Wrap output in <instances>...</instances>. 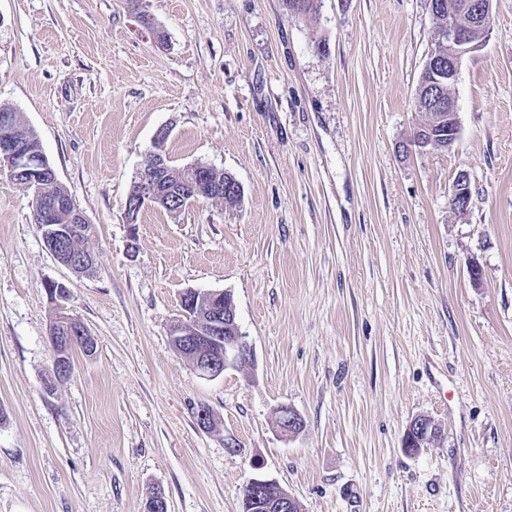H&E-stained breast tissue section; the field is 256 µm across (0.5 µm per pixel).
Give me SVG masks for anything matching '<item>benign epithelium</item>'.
Returning a JSON list of instances; mask_svg holds the SVG:
<instances>
[{
    "instance_id": "obj_1",
    "label": "benign epithelium",
    "mask_w": 512,
    "mask_h": 512,
    "mask_svg": "<svg viewBox=\"0 0 512 512\" xmlns=\"http://www.w3.org/2000/svg\"><path fill=\"white\" fill-rule=\"evenodd\" d=\"M458 7L467 17V30L448 29V65H441L434 70L433 81L424 86L426 90L445 82L454 84L462 56L480 43L490 30L492 0H459ZM437 107L448 109V145L451 146L459 132L455 103L451 99H440L437 101ZM2 167L8 170L12 179L24 182V186L32 191L33 198L41 205L40 213L43 217L56 213L65 214L64 224L41 225L44 243L53 258L76 273L94 266L92 253H77L67 248L69 241L77 238L79 234L88 232L87 220L81 210L68 207L65 200L45 195L47 186L58 182L49 160L43 155L33 156L24 151L11 137L10 132L4 131L0 133V168ZM169 170L168 158L159 151L152 150L143 172L134 182V201L126 206V211L133 214L142 205L168 206L165 179ZM188 170L193 173V178L186 183V190L203 200L224 197V184L212 179V167L194 164L188 166ZM468 184L467 171H458L452 183L450 202L461 214L467 212L471 204ZM68 294L69 290L64 284H50V300L56 306L57 318L50 328V338L56 357L52 376L46 383L48 389L53 388L56 381L65 378L69 373L68 353L74 344H81L88 352L95 348L94 338L85 326L67 313L65 300ZM185 303L194 310V315L183 312V319L170 328L176 345L175 352L179 356L192 360L199 374L209 378L222 375L229 367L249 363L252 349L239 331L236 307L230 292L201 294L189 290L183 293L180 299V304ZM276 414L277 427L285 436L296 434L303 426L301 417L286 406L277 408ZM437 436L438 431L432 420L419 415L414 417L407 427L404 447L423 448ZM247 487L249 494L244 498V512L256 508L293 512L296 508L295 499L273 481L254 477L249 480Z\"/></svg>"
}]
</instances>
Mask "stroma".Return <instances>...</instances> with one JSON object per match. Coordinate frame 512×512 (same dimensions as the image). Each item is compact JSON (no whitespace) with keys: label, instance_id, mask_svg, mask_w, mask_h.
I'll return each mask as SVG.
<instances>
[{"label":"stroma","instance_id":"obj_1","mask_svg":"<svg viewBox=\"0 0 512 512\" xmlns=\"http://www.w3.org/2000/svg\"><path fill=\"white\" fill-rule=\"evenodd\" d=\"M492 13L441 150L411 144L426 0H318L305 18L282 0H0V106L96 259L55 261L32 192L0 172V512H144L158 493L168 512H242L257 475L300 512H512V0ZM162 128L172 166L232 174L241 203L128 224ZM52 282L97 347L50 389ZM189 289L232 294L251 363L207 378L175 353ZM418 415L439 435L408 454ZM8 107H0V122L3 118H6L9 122L10 128L14 135L19 139L23 140L26 146L34 154H43L40 148L39 141L33 134V132L26 128L23 124L19 112H14ZM468 184L469 175L467 171H458L452 183L450 202L460 214L467 212L471 204V197L467 189Z\"/></svg>","mask_w":512,"mask_h":512}]
</instances>
